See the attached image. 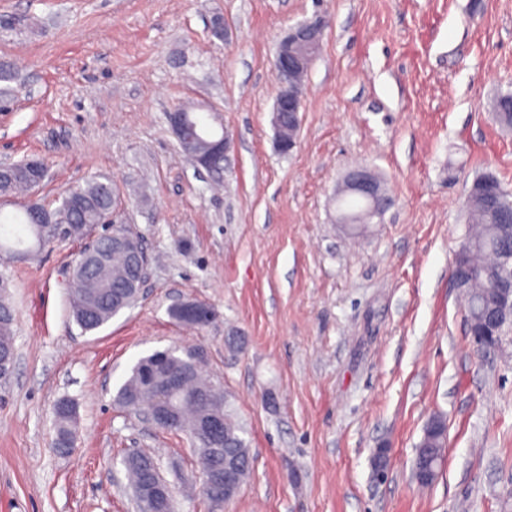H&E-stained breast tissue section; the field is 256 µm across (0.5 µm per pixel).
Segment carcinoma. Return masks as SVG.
<instances>
[{
  "label": "carcinoma",
  "mask_w": 512,
  "mask_h": 512,
  "mask_svg": "<svg viewBox=\"0 0 512 512\" xmlns=\"http://www.w3.org/2000/svg\"><path fill=\"white\" fill-rule=\"evenodd\" d=\"M189 124L188 136L191 146L203 153L211 142L212 129L205 126L199 113L190 109L184 114ZM30 190L29 163L21 161L7 169L0 177V196L22 195ZM337 209H346L352 217L359 220L349 225L355 234L370 222L369 203L361 197L343 193L336 197ZM112 179L92 178L83 184L70 187L61 194V202L53 209L40 206V210L49 214L59 224H84L88 229L96 226L106 228L107 216L112 212ZM468 216V236L472 248L467 258L471 274L465 281L463 293L466 299L465 317L471 320L473 314L482 309V299L488 289L500 279V266L503 246L512 241V195L501 190V196L488 202L481 196L470 192L466 200ZM6 224H16L21 230L43 242L41 227L30 210L4 218ZM71 298L70 316L85 332H92L112 319L119 311L133 306L140 295V276L126 253L100 247L93 257L81 252L71 269L68 284ZM171 361L153 368L149 375L142 374L132 367L129 376L119 386L115 399L126 407L139 406L172 408L179 416L181 427L190 432L209 411H216L224 417V444L240 457L243 464L242 476H247L251 457L246 430L234 417L231 403L226 395L209 396V386L201 371L199 360L192 354L180 356L169 353ZM182 375L178 388H170L169 374ZM72 402L62 399L57 402L54 412L55 438L53 445H64L74 435L75 417L71 416ZM446 424L442 418H435L433 454L442 453L446 447ZM195 452L201 471L212 469L218 462L212 448L200 440L196 441ZM130 488H135L149 470L158 468L159 463L153 455L136 451L123 460Z\"/></svg>",
  "instance_id": "obj_1"
}]
</instances>
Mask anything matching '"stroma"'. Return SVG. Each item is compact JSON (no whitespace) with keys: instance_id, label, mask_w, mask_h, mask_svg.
<instances>
[{"instance_id":"1","label":"stroma","mask_w":512,"mask_h":512,"mask_svg":"<svg viewBox=\"0 0 512 512\" xmlns=\"http://www.w3.org/2000/svg\"><path fill=\"white\" fill-rule=\"evenodd\" d=\"M317 18L284 155L271 60ZM0 61L17 74L0 161L43 159L44 204L110 177L148 257L137 304L87 333L67 288L84 240L29 237V256L0 259L16 314L0 512H134L122 461L137 448L176 512H209L190 440L115 400L140 358L171 347L201 353L248 429L250 470L223 512H512V345L475 353L450 276L473 181L512 192V130L494 109L512 91V0H0ZM190 103L233 138L221 173L180 153L168 115ZM356 166L395 203L353 235L336 188ZM184 300L213 322H176ZM63 398L77 408L67 455L51 446ZM436 416L444 459L421 487L415 450ZM199 304L202 309V317L199 318L198 320L190 321V322L181 321L178 318V315H179L178 305L174 306L170 310V314L174 320H176L179 323H182L186 326H189L190 328H195V329L203 328L211 322V320L213 319V316H214V312L211 309V307L208 306L206 303L200 302ZM199 304L197 302H188V303L183 304V310H184V313H185V316L187 319H192L196 316Z\"/></svg>"}]
</instances>
